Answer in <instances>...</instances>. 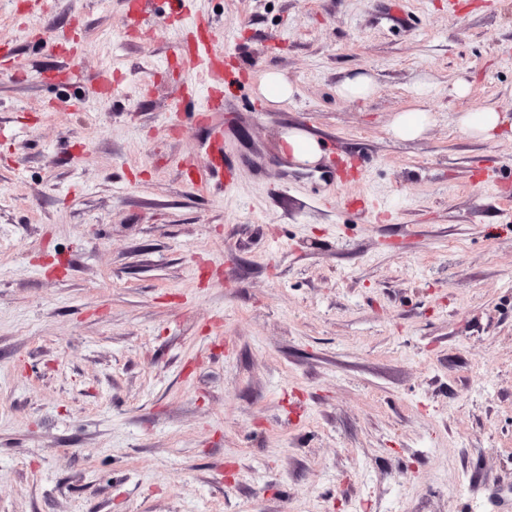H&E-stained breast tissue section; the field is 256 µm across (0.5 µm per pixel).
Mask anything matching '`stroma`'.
I'll list each match as a JSON object with an SVG mask.
<instances>
[{
  "mask_svg": "<svg viewBox=\"0 0 512 512\" xmlns=\"http://www.w3.org/2000/svg\"><path fill=\"white\" fill-rule=\"evenodd\" d=\"M389 2L0 0V512H512V0ZM214 52L215 51L212 45L201 38L196 42L193 48L187 46V50H185L186 57L190 67H192L193 69H200L202 72H205L209 77L216 76L221 79H224L223 74H221L218 71H214L209 67V63L212 60ZM260 93L267 102L272 104L288 103L294 89L288 81L278 72L266 73L260 84ZM374 88V81L366 73H354L347 77L339 88V95L347 100L368 95ZM428 119L425 109L414 106L400 113L394 124L393 134L402 139H414L421 134ZM502 123V118L496 110L479 108L467 112L460 118L459 129L464 134H477L491 138ZM286 150L301 164L310 165L319 161L322 151L320 144L306 132L292 128L283 135Z\"/></svg>",
  "mask_w": 512,
  "mask_h": 512,
  "instance_id": "stroma-1",
  "label": "stroma"
}]
</instances>
